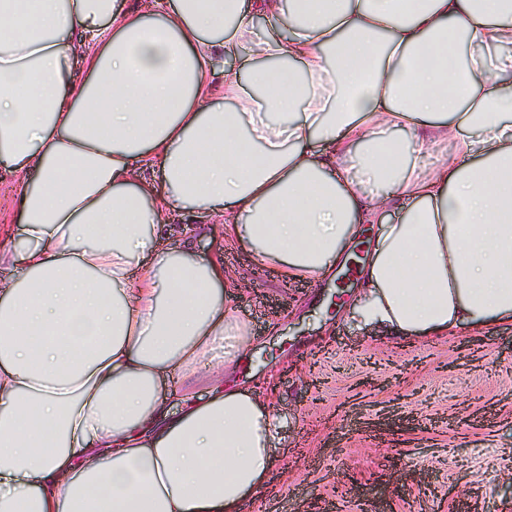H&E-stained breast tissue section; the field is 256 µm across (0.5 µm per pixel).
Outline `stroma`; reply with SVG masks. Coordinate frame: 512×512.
<instances>
[{
  "instance_id": "stroma-1",
  "label": "stroma",
  "mask_w": 512,
  "mask_h": 512,
  "mask_svg": "<svg viewBox=\"0 0 512 512\" xmlns=\"http://www.w3.org/2000/svg\"><path fill=\"white\" fill-rule=\"evenodd\" d=\"M193 249L222 255L255 338L225 385L277 375L280 466L242 512H512V323L401 344L354 316L359 278L284 283L217 226Z\"/></svg>"
}]
</instances>
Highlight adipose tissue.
Returning a JSON list of instances; mask_svg holds the SVG:
<instances>
[{"label":"adipose tissue","mask_w":512,"mask_h":512,"mask_svg":"<svg viewBox=\"0 0 512 512\" xmlns=\"http://www.w3.org/2000/svg\"><path fill=\"white\" fill-rule=\"evenodd\" d=\"M484 42L512 0H0V512H241L277 467L276 414L224 385L253 348L224 265L162 209L292 281L378 225L356 314L398 340L512 322V54ZM185 374L210 389L174 412Z\"/></svg>","instance_id":"obj_1"}]
</instances>
